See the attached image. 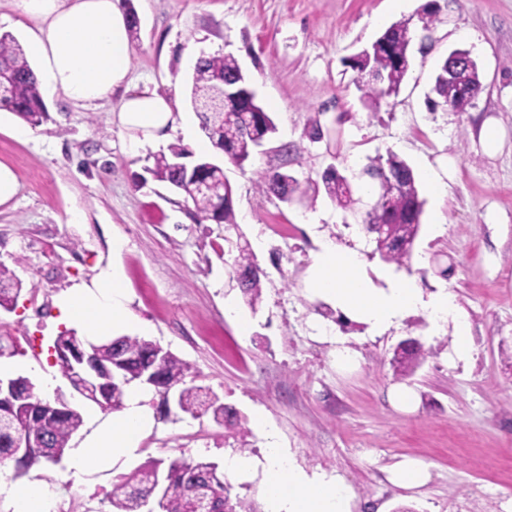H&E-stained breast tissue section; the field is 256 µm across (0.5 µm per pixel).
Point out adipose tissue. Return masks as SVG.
<instances>
[{
  "instance_id": "ef3b65f1",
  "label": "adipose tissue",
  "mask_w": 512,
  "mask_h": 512,
  "mask_svg": "<svg viewBox=\"0 0 512 512\" xmlns=\"http://www.w3.org/2000/svg\"><path fill=\"white\" fill-rule=\"evenodd\" d=\"M22 16L33 21L28 50L37 73L51 93L82 105L110 100L119 92L130 67L129 25L121 0H18ZM112 119L123 129H138L159 140L166 129L180 127L191 135L193 121L168 99L150 91L122 94ZM375 286L356 252L324 244L310 269L312 293L334 302L346 319L382 331L406 315L423 310L433 324L455 317L450 293L423 297L412 278L384 276ZM126 285L114 267L103 268L88 283L74 285L59 302V320L82 326L86 335L107 334L128 317ZM147 387H130L123 412L98 424L68 456L73 482L135 456L152 418ZM263 490L267 512H351L354 494L340 479L307 475L294 466L285 449L269 446L264 454ZM13 512H50L53 492L44 483H19L0 466V497Z\"/></svg>"
}]
</instances>
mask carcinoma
<instances>
[{"instance_id": "carcinoma-1", "label": "carcinoma", "mask_w": 512, "mask_h": 512, "mask_svg": "<svg viewBox=\"0 0 512 512\" xmlns=\"http://www.w3.org/2000/svg\"><path fill=\"white\" fill-rule=\"evenodd\" d=\"M412 36L407 22L389 26L373 43L371 55L357 56L353 67L362 71L375 69L381 81L366 85L363 98L378 103L398 94L409 71V48ZM240 66L228 54L199 59L195 66L190 102L201 121L206 138L231 164L245 169L255 156L258 145L276 133V124L250 90L239 94V103L228 106L221 118L215 110L199 101V96L224 82L236 79ZM0 76L8 85L0 94V110L15 113L31 125L48 118L39 81L26 53L11 33L0 34ZM470 91L480 88L477 72L461 70L455 79H448V62H443L435 77L428 99L430 109L448 107L465 112L473 106L471 97L460 93L459 85ZM190 153L181 145H171L168 152L154 157L151 174L169 188L190 200L199 221L236 225L233 209V188L224 183V171L201 157L194 162L178 165ZM362 175L378 188L371 209L363 220L364 229L382 224L384 232L375 235L376 251L381 258L399 266L410 261L412 247L420 228L424 201L420 199L416 176L411 166L389 151L362 169ZM327 197L336 206L346 209L350 198L344 184L336 176L323 179ZM258 189L273 194L283 202L291 199L297 181L280 171L258 173ZM233 268L252 272L251 277L238 282L246 303L256 308L262 299V276L249 247L237 245ZM23 290L22 282L12 269L0 263V310L11 311ZM89 339L74 329L56 336V350L76 351ZM95 359L106 370L100 373L96 387L97 401L105 405L103 412L113 413L125 408L127 388L140 383L147 374L156 376L161 386L178 395V410L199 418L212 414L215 422L223 423L229 409L217 395L194 384L192 366L159 343L139 336H110L94 341ZM16 387L13 397L0 399V463L15 462L18 474L32 467L59 463L70 443L84 426L83 413L60 394L54 400L35 393V384L26 376L10 378ZM30 447L23 450L19 442ZM110 512H142L147 501H157L158 512H197V503L205 501L210 512H260L253 503L231 497V485L215 462L175 458L169 462L154 460L121 477L108 494Z\"/></svg>"}]
</instances>
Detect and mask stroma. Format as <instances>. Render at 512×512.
<instances>
[{
  "label": "stroma",
  "mask_w": 512,
  "mask_h": 512,
  "mask_svg": "<svg viewBox=\"0 0 512 512\" xmlns=\"http://www.w3.org/2000/svg\"><path fill=\"white\" fill-rule=\"evenodd\" d=\"M140 21L130 42L129 88L154 90L190 111L194 67L234 55L277 125L275 136L238 169L222 155L236 224L194 217L192 202L152 173L154 157L184 143L181 131L153 142L111 122L112 102L82 106L44 95L47 122L16 138L14 113L0 111V163L20 189L0 206V262L24 289L0 313V349L17 374L56 373L49 348L62 331L57 303L107 264L127 285L129 318L117 335H147L193 367L236 417L217 424L173 411L155 419L136 457L76 484L65 464L28 477L57 488L55 512H109L119 477L150 459L223 462L246 451L262 460L271 440L254 425L263 412L277 441L308 475L335 476L355 494L354 512H512V0H133ZM413 35L412 68L398 96L368 108L348 61L393 23ZM470 51L483 90L473 108L429 109L442 61ZM320 124L324 137L311 142ZM139 148H131L132 139ZM394 152L414 169L426 204L409 274L424 294L452 293L470 328L473 358L453 352L454 321L434 327L427 312L382 332L339 325L333 302L314 297L309 269L324 243L358 251L370 276L387 264L359 228L362 216L315 192L327 168L360 172ZM279 170L298 188L285 203L256 189L255 174ZM446 187L436 194L429 175ZM124 243L113 253V240ZM265 272L249 327L226 316L242 303L231 275L236 241ZM453 266L444 278L439 267ZM425 355L396 374L397 346ZM349 349L355 366L336 365ZM398 386L416 411L391 399ZM406 457L425 461L431 481L405 489L389 479Z\"/></svg>",
  "instance_id": "1"
}]
</instances>
